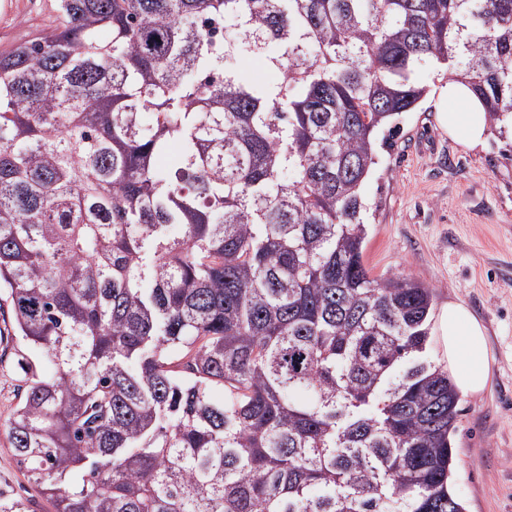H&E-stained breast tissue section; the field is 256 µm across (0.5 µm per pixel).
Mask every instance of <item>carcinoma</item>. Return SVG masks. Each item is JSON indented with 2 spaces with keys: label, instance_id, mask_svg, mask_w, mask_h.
Segmentation results:
<instances>
[{
  "label": "carcinoma",
  "instance_id": "carcinoma-1",
  "mask_svg": "<svg viewBox=\"0 0 512 512\" xmlns=\"http://www.w3.org/2000/svg\"><path fill=\"white\" fill-rule=\"evenodd\" d=\"M54 10L0 54V289L43 361L7 432L54 512H465L434 292L370 276L364 186L426 61L512 135V0Z\"/></svg>",
  "mask_w": 512,
  "mask_h": 512
}]
</instances>
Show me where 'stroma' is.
<instances>
[{"label":"stroma","mask_w":512,"mask_h":512,"mask_svg":"<svg viewBox=\"0 0 512 512\" xmlns=\"http://www.w3.org/2000/svg\"><path fill=\"white\" fill-rule=\"evenodd\" d=\"M53 0H0V51L38 37L55 22ZM427 94L402 114L392 146L378 149L365 186L371 204L364 262L371 276L399 274L463 302L482 322L494 355L489 389L461 396L453 488L466 512H512V140L477 146L436 122L448 77L434 62L418 73ZM30 347L0 310V503L32 500L50 512L18 464L6 426L20 402Z\"/></svg>","instance_id":"1"}]
</instances>
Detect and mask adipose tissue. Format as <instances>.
<instances>
[{
    "label": "adipose tissue",
    "mask_w": 512,
    "mask_h": 512,
    "mask_svg": "<svg viewBox=\"0 0 512 512\" xmlns=\"http://www.w3.org/2000/svg\"><path fill=\"white\" fill-rule=\"evenodd\" d=\"M449 110L439 113L440 125L456 140L477 145L486 137L488 118L480 102L467 87L448 82L441 92ZM438 363L447 371L458 392L474 395L491 383L492 352L482 323L463 303L448 302L436 322Z\"/></svg>",
    "instance_id": "1"
}]
</instances>
